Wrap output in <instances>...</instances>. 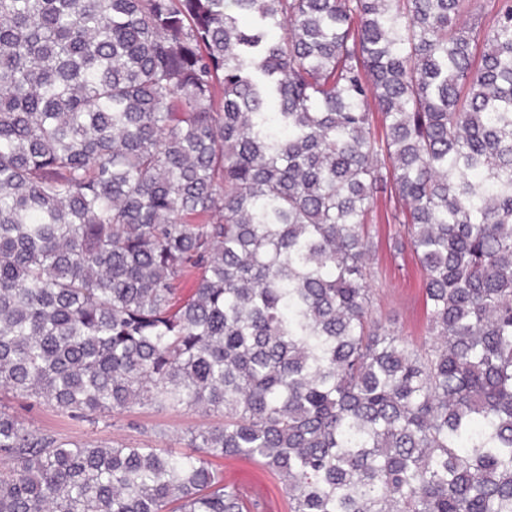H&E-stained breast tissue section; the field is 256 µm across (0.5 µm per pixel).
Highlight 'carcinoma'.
Returning <instances> with one entry per match:
<instances>
[{
	"label": "carcinoma",
	"instance_id": "cac0c4a2",
	"mask_svg": "<svg viewBox=\"0 0 512 512\" xmlns=\"http://www.w3.org/2000/svg\"><path fill=\"white\" fill-rule=\"evenodd\" d=\"M0 0V512H512V0ZM380 114L375 127L373 112ZM379 192L428 333L371 321ZM196 288L178 297L190 271ZM1 403L13 410L29 428L71 441L111 444L133 448H186L190 431L222 422L224 418L195 409L157 410L134 406L102 418L98 424L71 419L47 405H20L10 393H2ZM224 481L226 483L258 482L264 485L265 498L271 503L270 512H287L286 494L283 486L263 467L250 461H231L224 463Z\"/></svg>",
	"mask_w": 512,
	"mask_h": 512
}]
</instances>
